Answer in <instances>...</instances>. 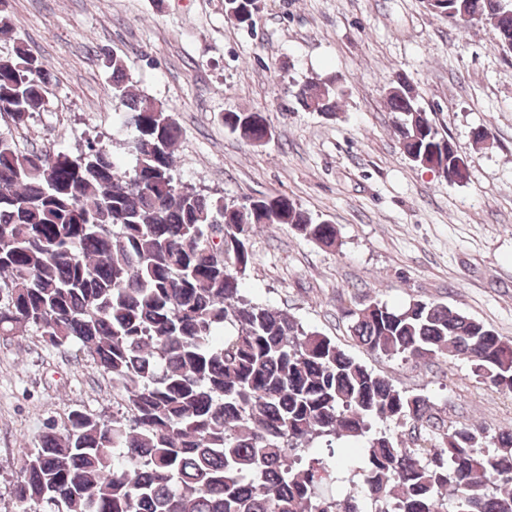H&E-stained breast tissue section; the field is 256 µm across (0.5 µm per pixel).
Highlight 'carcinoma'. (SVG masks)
<instances>
[{"mask_svg": "<svg viewBox=\"0 0 512 512\" xmlns=\"http://www.w3.org/2000/svg\"><path fill=\"white\" fill-rule=\"evenodd\" d=\"M255 0H224L229 20L252 29ZM506 0H453L448 22H479L500 39L512 30ZM0 113L24 129L53 76L0 15ZM112 98L132 130L135 165L109 147L18 150L0 136V338L32 330L78 351L112 379L117 411L104 420L72 410L48 424L18 460L12 489L22 512H512V430L450 427L423 394L396 388L328 336L247 298L255 231L288 224L326 247L336 226L285 194L226 203L174 177L182 136L173 108L132 92L124 58L107 59ZM334 79L305 83L294 98L331 115ZM388 106L403 154L416 166L466 168L448 136L399 79ZM224 125L253 144L262 112H226ZM358 346L389 357L470 362L482 382L512 392V341L445 304L403 308L371 301L344 311ZM413 426L412 442L375 423ZM362 440L359 491L338 498L331 450L300 464L316 440Z\"/></svg>", "mask_w": 512, "mask_h": 512, "instance_id": "obj_1", "label": "carcinoma"}]
</instances>
